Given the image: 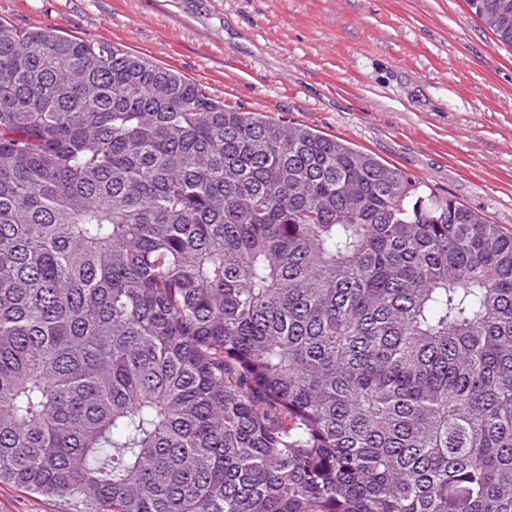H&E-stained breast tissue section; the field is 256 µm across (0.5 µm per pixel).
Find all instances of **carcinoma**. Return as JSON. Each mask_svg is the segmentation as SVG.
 <instances>
[{
    "instance_id": "cac0c4a2",
    "label": "carcinoma",
    "mask_w": 512,
    "mask_h": 512,
    "mask_svg": "<svg viewBox=\"0 0 512 512\" xmlns=\"http://www.w3.org/2000/svg\"><path fill=\"white\" fill-rule=\"evenodd\" d=\"M465 3L512 48V0ZM1 483L62 512H512V233L0 21Z\"/></svg>"
}]
</instances>
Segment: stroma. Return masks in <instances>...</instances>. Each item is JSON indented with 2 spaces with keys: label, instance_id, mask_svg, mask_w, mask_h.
<instances>
[{
  "label": "stroma",
  "instance_id": "obj_1",
  "mask_svg": "<svg viewBox=\"0 0 512 512\" xmlns=\"http://www.w3.org/2000/svg\"><path fill=\"white\" fill-rule=\"evenodd\" d=\"M346 139L512 232V49L464 0H0Z\"/></svg>",
  "mask_w": 512,
  "mask_h": 512
}]
</instances>
